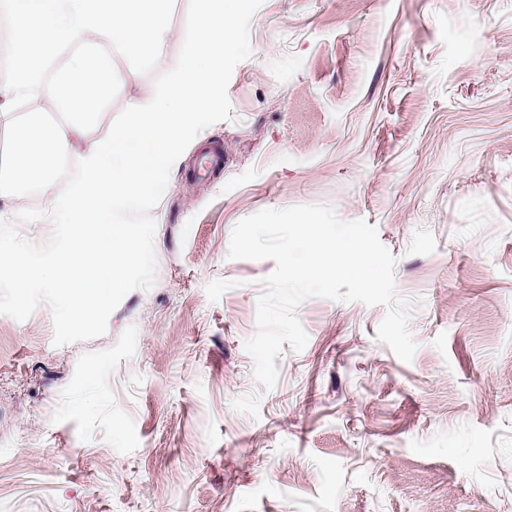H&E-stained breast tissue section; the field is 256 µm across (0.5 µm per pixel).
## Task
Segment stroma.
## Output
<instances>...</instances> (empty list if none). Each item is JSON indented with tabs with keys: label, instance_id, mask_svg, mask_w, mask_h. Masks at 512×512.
Instances as JSON below:
<instances>
[{
	"label": "stroma",
	"instance_id": "35a3bbf8",
	"mask_svg": "<svg viewBox=\"0 0 512 512\" xmlns=\"http://www.w3.org/2000/svg\"><path fill=\"white\" fill-rule=\"evenodd\" d=\"M187 6L155 73L115 57L88 138L174 67ZM250 46L152 210L154 288L61 347L48 305L0 314V512H512V0H265ZM306 204L376 227L418 350L311 298L267 391L244 343L275 263L231 233Z\"/></svg>",
	"mask_w": 512,
	"mask_h": 512
}]
</instances>
